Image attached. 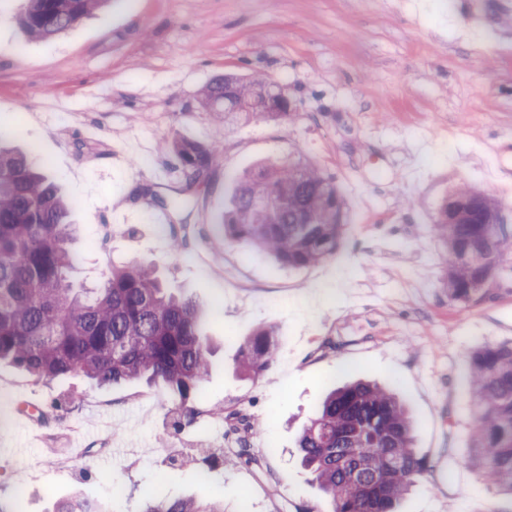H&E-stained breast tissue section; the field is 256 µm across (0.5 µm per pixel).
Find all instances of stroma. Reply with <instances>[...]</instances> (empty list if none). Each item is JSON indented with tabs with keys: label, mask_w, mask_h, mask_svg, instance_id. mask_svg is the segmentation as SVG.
<instances>
[{
	"label": "stroma",
	"mask_w": 512,
	"mask_h": 512,
	"mask_svg": "<svg viewBox=\"0 0 512 512\" xmlns=\"http://www.w3.org/2000/svg\"><path fill=\"white\" fill-rule=\"evenodd\" d=\"M498 3L109 0L37 40L18 25L25 0H0V143L68 201L84 255L73 282L95 286L114 262L154 266L206 306L218 346L206 410L188 420L160 383L46 384L0 362V499L21 482L29 512L77 491L141 512L145 496L212 488L226 512L245 499L252 512H331L296 437L325 394L365 380L404 401L426 467L397 512H512L465 462L462 375L471 351L512 339V262L479 303L450 301L435 231L458 186L512 209V26ZM224 74L279 85L291 115L225 127L201 103ZM182 139L218 147L207 182L189 184L169 148ZM291 154L348 207L336 257L296 268L226 244L214 222L233 176ZM260 326L278 331L276 361L247 380L233 358ZM220 409L251 417L246 443Z\"/></svg>",
	"instance_id": "obj_1"
}]
</instances>
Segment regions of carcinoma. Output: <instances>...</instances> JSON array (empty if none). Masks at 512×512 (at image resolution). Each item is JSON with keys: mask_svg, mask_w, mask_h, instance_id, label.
Wrapping results in <instances>:
<instances>
[{"mask_svg": "<svg viewBox=\"0 0 512 512\" xmlns=\"http://www.w3.org/2000/svg\"><path fill=\"white\" fill-rule=\"evenodd\" d=\"M106 0H27L19 24L32 39L65 32ZM258 81L224 75L202 99L232 125L286 112H229L258 98ZM172 150L191 183L208 178L218 150L179 140ZM218 223L224 241L265 252L281 265L301 267L338 254L347 209L341 188L312 166L268 162L233 180ZM436 231L446 245L448 299L483 298L481 285L512 259V214L494 198L458 188L443 201ZM69 205L57 187L25 158L0 148V360L36 381L83 376L98 386L145 380L167 386L183 416L206 399L212 342L202 332L201 305L168 291L154 271L112 265L94 288H77L81 264ZM275 330L256 329L234 362L258 378L276 360ZM473 430L466 463L512 498V340L472 351L465 362ZM303 465L329 497L332 512H396L398 501L425 471L413 446V424L399 398L371 382L333 390L313 411L297 440ZM53 512H108L79 495ZM142 512H224V502L149 498Z\"/></svg>", "mask_w": 512, "mask_h": 512, "instance_id": "1", "label": "carcinoma"}]
</instances>
